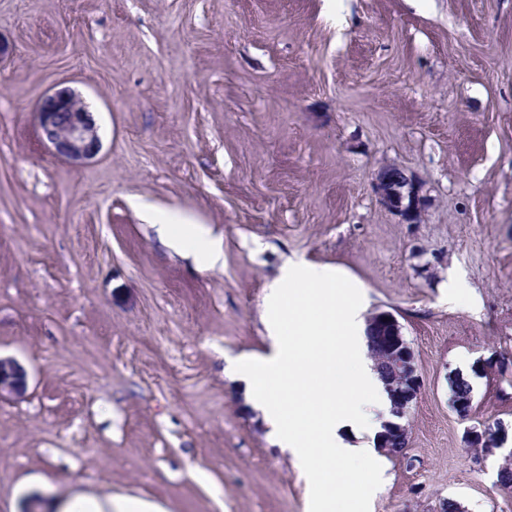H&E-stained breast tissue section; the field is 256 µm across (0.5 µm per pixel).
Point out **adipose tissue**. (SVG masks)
I'll return each instance as SVG.
<instances>
[{"label":"adipose tissue","instance_id":"obj_1","mask_svg":"<svg viewBox=\"0 0 512 512\" xmlns=\"http://www.w3.org/2000/svg\"><path fill=\"white\" fill-rule=\"evenodd\" d=\"M161 240L202 267L222 264L220 241L190 213L146 205ZM354 281L341 270L306 259L285 260L264 299L269 353L230 364L249 404L260 411L280 447L320 476L323 499L336 496L334 475L348 484L376 470L378 459L361 434L377 435L374 410L388 399L367 356L366 322ZM64 512H159L136 498L78 494Z\"/></svg>","mask_w":512,"mask_h":512}]
</instances>
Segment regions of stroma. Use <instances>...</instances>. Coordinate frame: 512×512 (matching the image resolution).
Returning <instances> with one entry per match:
<instances>
[{"label": "stroma", "mask_w": 512, "mask_h": 512, "mask_svg": "<svg viewBox=\"0 0 512 512\" xmlns=\"http://www.w3.org/2000/svg\"><path fill=\"white\" fill-rule=\"evenodd\" d=\"M0 44V357L26 372L0 395V512H311V474L224 372L267 353L290 257L361 283L424 381L405 455L338 512H512L468 441L512 436V0H0ZM62 87L98 127L84 163L40 136ZM387 164L422 223L380 204ZM142 202L194 214L223 267L161 243ZM452 408L456 414L469 417L474 406V388L462 374L449 379ZM62 512H160V510L143 500L136 498L100 499L95 496L77 494L64 506Z\"/></svg>", "instance_id": "obj_1"}]
</instances>
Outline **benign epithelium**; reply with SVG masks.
I'll list each match as a JSON object with an SVG mask.
<instances>
[{
    "instance_id": "1",
    "label": "benign epithelium",
    "mask_w": 512,
    "mask_h": 512,
    "mask_svg": "<svg viewBox=\"0 0 512 512\" xmlns=\"http://www.w3.org/2000/svg\"><path fill=\"white\" fill-rule=\"evenodd\" d=\"M38 126L42 140L54 151L73 161H84L93 157L100 148L99 136L90 112L84 101L68 88H61L42 99L39 107ZM394 168L385 167L376 176V192L382 204L401 214L408 223L420 220L424 208L420 196L412 185L406 183L402 189L394 185ZM411 199V206L404 205ZM384 321L389 326L394 340H402L401 327L390 312H377L368 317V323ZM387 364L395 377L409 380L411 391L407 398L418 397L423 387L414 353L408 349L388 350ZM25 385L24 370L11 359L0 358V392H19Z\"/></svg>"
}]
</instances>
